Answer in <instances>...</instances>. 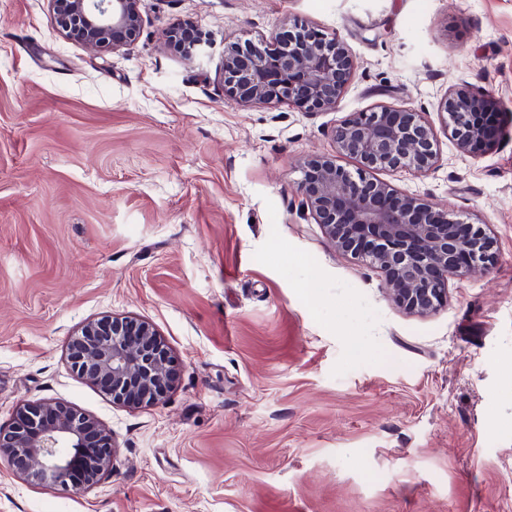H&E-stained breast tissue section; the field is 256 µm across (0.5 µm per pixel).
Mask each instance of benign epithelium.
Segmentation results:
<instances>
[{"instance_id":"benign-epithelium-1","label":"benign epithelium","mask_w":512,"mask_h":512,"mask_svg":"<svg viewBox=\"0 0 512 512\" xmlns=\"http://www.w3.org/2000/svg\"><path fill=\"white\" fill-rule=\"evenodd\" d=\"M64 36L88 48L119 52L139 37L140 0H48ZM184 25L163 34L164 46L193 56ZM349 49L334 36L296 24L270 44L224 46V99L241 105L288 103L306 112L334 110L353 76ZM496 102L465 84L452 87L442 109L457 149L472 156L493 148L497 133L486 117ZM332 156L299 166L298 190L314 223L336 249L383 274L391 301L426 316L448 300L450 281L494 260V238L429 202L399 192L376 171L426 173L439 161L437 132L423 113L395 106L354 112L330 131ZM357 163L350 171L340 158ZM76 374L126 405L156 403L168 392L173 365L166 342L149 321L91 320L68 345ZM116 446L94 416L53 401L18 407L0 426V461L33 485L80 491L112 472Z\"/></svg>"}]
</instances>
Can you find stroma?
Wrapping results in <instances>:
<instances>
[{
    "label": "stroma",
    "mask_w": 512,
    "mask_h": 512,
    "mask_svg": "<svg viewBox=\"0 0 512 512\" xmlns=\"http://www.w3.org/2000/svg\"><path fill=\"white\" fill-rule=\"evenodd\" d=\"M128 49L65 38L47 0H0V425L36 400L117 445L84 491L0 471V512H512V0H141ZM298 21L357 68L338 107L224 100V45ZM192 23V57L164 47ZM492 94L480 157L448 138L459 83ZM379 105L424 113L439 162L384 173L487 225L495 262L413 316L300 207L299 163ZM110 315L173 359L155 404L72 373L66 345Z\"/></svg>",
    "instance_id": "obj_1"
}]
</instances>
